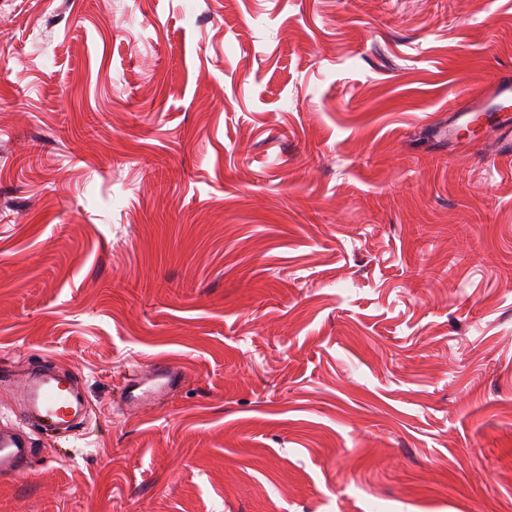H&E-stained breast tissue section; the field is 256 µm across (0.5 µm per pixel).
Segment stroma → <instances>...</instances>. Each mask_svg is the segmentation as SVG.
Listing matches in <instances>:
<instances>
[{"label": "stroma", "instance_id": "35a3bbf8", "mask_svg": "<svg viewBox=\"0 0 512 512\" xmlns=\"http://www.w3.org/2000/svg\"><path fill=\"white\" fill-rule=\"evenodd\" d=\"M411 2L0 0V377L93 408L0 512H512V162L442 132L512 0ZM148 376L136 370L123 379L118 401L125 407L137 410L146 404L160 403L179 378V369L168 360L154 362Z\"/></svg>", "mask_w": 512, "mask_h": 512}]
</instances>
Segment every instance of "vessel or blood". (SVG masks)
<instances>
[{
  "label": "vessel or blood",
  "instance_id": "obj_1",
  "mask_svg": "<svg viewBox=\"0 0 512 512\" xmlns=\"http://www.w3.org/2000/svg\"><path fill=\"white\" fill-rule=\"evenodd\" d=\"M499 132V157L512 160V77H498L489 95L465 94L462 104L448 121L449 138L460 132H476L482 123ZM179 378V370L169 361L154 362L149 375L129 374L120 385L118 400L136 410L160 403ZM14 402L37 429L66 438L79 436L89 410L88 402L72 392L69 381L54 374L50 366L24 369L8 376ZM37 452L22 430L0 426V479L23 476Z\"/></svg>",
  "mask_w": 512,
  "mask_h": 512
}]
</instances>
